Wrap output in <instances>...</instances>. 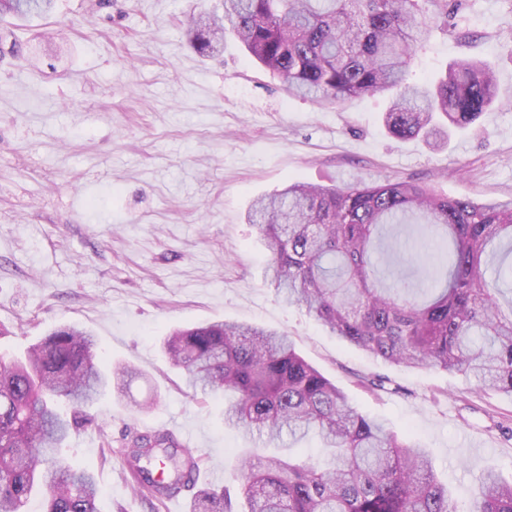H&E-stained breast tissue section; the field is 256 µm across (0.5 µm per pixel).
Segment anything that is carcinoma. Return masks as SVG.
Here are the masks:
<instances>
[{
    "mask_svg": "<svg viewBox=\"0 0 512 512\" xmlns=\"http://www.w3.org/2000/svg\"><path fill=\"white\" fill-rule=\"evenodd\" d=\"M440 0H224V15H193L190 46L201 55L235 37L288 93L325 104L396 91L384 115L400 139L464 129L497 99L483 60L460 59L432 85L406 75ZM53 0H0V11L51 13ZM268 275L282 299L305 307L339 340L388 364L456 372L512 396V302L500 282L512 262L487 268L502 241L512 257V201L452 198L410 181L347 188L290 182L256 199ZM416 224L407 240L422 252L397 281L375 254L389 226ZM163 353L186 386L224 400V424L265 443L315 430L328 454L320 465L286 453L252 451L238 462L239 487L202 488L191 512H458L424 447L361 412L295 350L287 335L214 321L177 328ZM144 373L108 372L88 330L64 325L22 359L0 356V512H24L39 494L43 512H98L89 469L59 455L79 410ZM124 461L158 502L189 486L198 459L172 432L130 431ZM472 512H512V482L482 473Z\"/></svg>",
    "mask_w": 512,
    "mask_h": 512,
    "instance_id": "obj_1",
    "label": "carcinoma"
}]
</instances>
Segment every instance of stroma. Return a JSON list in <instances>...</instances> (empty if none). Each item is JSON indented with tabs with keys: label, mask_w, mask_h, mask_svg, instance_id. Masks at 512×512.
<instances>
[{
	"label": "stroma",
	"mask_w": 512,
	"mask_h": 512,
	"mask_svg": "<svg viewBox=\"0 0 512 512\" xmlns=\"http://www.w3.org/2000/svg\"><path fill=\"white\" fill-rule=\"evenodd\" d=\"M223 10V0H54L46 16L0 15V354L74 324L94 334L104 364L149 374L84 407L67 443L69 462L95 473L100 512H188L189 491L173 508L135 491L121 448L131 430L197 434L200 485L234 484L252 440L224 425L221 399L187 394L160 348L170 327L222 320L288 334L360 412L422 444L469 512L481 470L512 479V398L384 363L282 303L246 216L290 180H410L512 199V0H460V37L433 24L418 52L413 82L470 56L497 72L499 106L437 148L389 135L384 97L334 106L288 95L234 38L200 56L186 19ZM374 374L391 389L362 387ZM147 399L154 407L136 410Z\"/></svg>",
	"instance_id": "obj_1"
}]
</instances>
